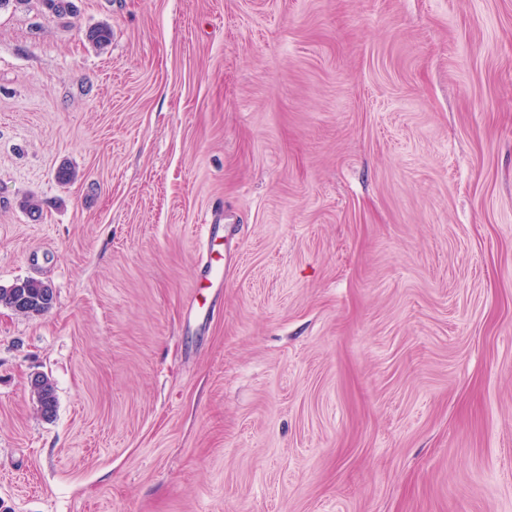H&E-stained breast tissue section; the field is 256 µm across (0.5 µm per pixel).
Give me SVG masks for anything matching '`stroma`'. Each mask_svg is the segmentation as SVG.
<instances>
[{"instance_id": "35a3bbf8", "label": "stroma", "mask_w": 512, "mask_h": 512, "mask_svg": "<svg viewBox=\"0 0 512 512\" xmlns=\"http://www.w3.org/2000/svg\"><path fill=\"white\" fill-rule=\"evenodd\" d=\"M74 4L0 9V512H512V0ZM53 292V288L42 280L28 278L9 287L0 286V303L11 309L17 307L26 316L40 315L52 307Z\"/></svg>"}]
</instances>
